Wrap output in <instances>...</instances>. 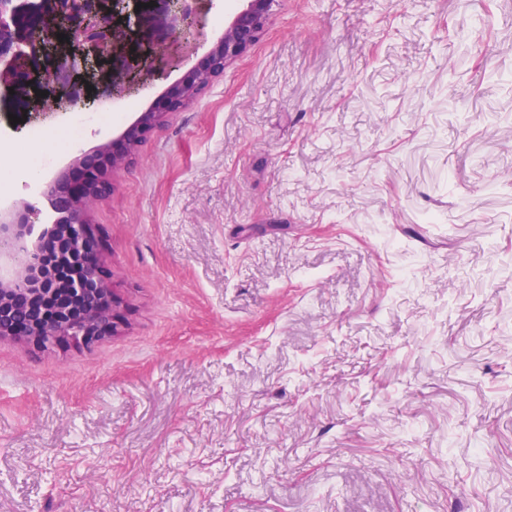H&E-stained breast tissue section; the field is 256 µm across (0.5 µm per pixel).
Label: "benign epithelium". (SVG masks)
<instances>
[{
    "label": "benign epithelium",
    "instance_id": "1",
    "mask_svg": "<svg viewBox=\"0 0 512 512\" xmlns=\"http://www.w3.org/2000/svg\"><path fill=\"white\" fill-rule=\"evenodd\" d=\"M150 1L153 6L135 9ZM241 2L204 56L116 138L76 155L49 182L38 184L39 194L61 214L46 232L61 239L58 262L73 267L72 274L44 269L30 240L38 211L25 204L0 206V339L37 348L65 341L91 348L117 334L122 303L103 274L100 241L87 224V210L109 189L107 170L126 167L150 130L185 109L262 37L276 0ZM54 29L75 33L82 48H48L46 36ZM198 34L188 0H0V92L31 80L55 89L54 98L32 102V114L76 107L88 83L102 88L100 98L119 100L152 75L155 58L171 43ZM20 309L23 322L14 319Z\"/></svg>",
    "mask_w": 512,
    "mask_h": 512
}]
</instances>
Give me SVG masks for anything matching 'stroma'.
<instances>
[{
  "label": "stroma",
  "mask_w": 512,
  "mask_h": 512,
  "mask_svg": "<svg viewBox=\"0 0 512 512\" xmlns=\"http://www.w3.org/2000/svg\"><path fill=\"white\" fill-rule=\"evenodd\" d=\"M16 111L15 162L71 120ZM107 180L126 324L0 340V512H512V0H277Z\"/></svg>",
  "instance_id": "1"
}]
</instances>
